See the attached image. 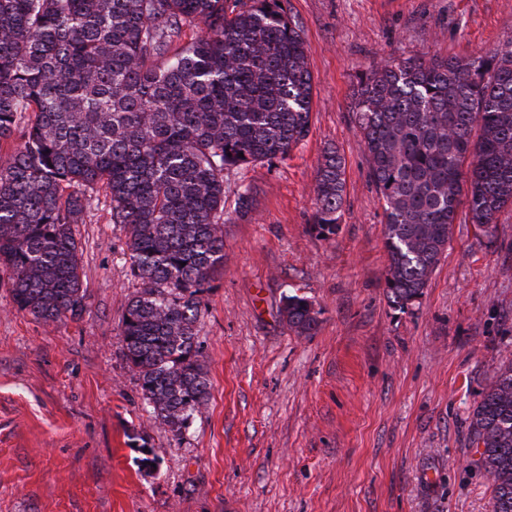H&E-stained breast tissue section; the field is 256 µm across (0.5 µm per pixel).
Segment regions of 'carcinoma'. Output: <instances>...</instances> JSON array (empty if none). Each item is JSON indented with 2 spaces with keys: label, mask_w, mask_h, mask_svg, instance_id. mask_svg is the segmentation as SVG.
<instances>
[{
  "label": "carcinoma",
  "mask_w": 512,
  "mask_h": 512,
  "mask_svg": "<svg viewBox=\"0 0 512 512\" xmlns=\"http://www.w3.org/2000/svg\"><path fill=\"white\" fill-rule=\"evenodd\" d=\"M197 27L179 43L182 28ZM355 116L384 201L388 302H418L460 204L493 239L512 207V49L382 61L361 73ZM312 75L281 0H0V270L18 310L46 324L87 310L75 234L92 195L110 201L138 284L125 357L175 436L207 405L197 336L202 296L224 268V171L288 158L310 130ZM477 134H472V131ZM345 167L328 150L312 229L336 234ZM288 328L320 311L285 295ZM512 512V359L468 419Z\"/></svg>",
  "instance_id": "1"
}]
</instances>
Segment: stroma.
Here are the masks:
<instances>
[{
    "label": "stroma",
    "mask_w": 512,
    "mask_h": 512,
    "mask_svg": "<svg viewBox=\"0 0 512 512\" xmlns=\"http://www.w3.org/2000/svg\"><path fill=\"white\" fill-rule=\"evenodd\" d=\"M283 7L305 41L310 131L288 158L224 174V270L197 338L206 409L176 437L147 406L119 336L136 283L96 194L77 227L82 319L18 311L0 271V512H488L467 427L512 359V208L491 241L458 214L419 303L393 308L354 88L383 60L512 47V0ZM330 149L346 188L324 239L310 226ZM291 294L319 310L312 335L283 320Z\"/></svg>",
    "instance_id": "1"
}]
</instances>
